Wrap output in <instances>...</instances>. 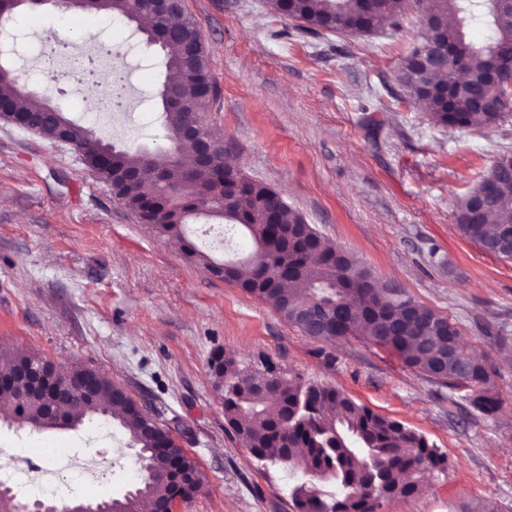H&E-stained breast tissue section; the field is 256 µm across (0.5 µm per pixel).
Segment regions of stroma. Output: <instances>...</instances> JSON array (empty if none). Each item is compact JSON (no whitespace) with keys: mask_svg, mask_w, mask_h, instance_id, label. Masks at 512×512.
<instances>
[{"mask_svg":"<svg viewBox=\"0 0 512 512\" xmlns=\"http://www.w3.org/2000/svg\"><path fill=\"white\" fill-rule=\"evenodd\" d=\"M198 23L217 97L201 114L251 179L280 191L329 243L382 284L455 322L486 358L498 400L477 412L462 390L434 382L362 339L313 340L257 296L213 276L115 199L72 146L0 122V351L34 354L69 372L88 367L122 385L202 473L177 512H292L287 471L257 461L224 418L214 353L265 364L347 392L425 435L448 456L408 497L379 512H460L493 502L512 512V260L464 238L455 212L490 167L512 157V112L490 127L448 128L395 79L422 25L364 36L300 33L267 0H185ZM22 81L96 136L134 149L163 144V64L125 20L49 8L15 13ZM66 37H49L52 26ZM82 59L53 71L34 56ZM126 84L112 100L113 72ZM188 234L221 260L248 256L250 240L222 222ZM61 444L55 502L123 498L139 483L135 451L119 429L37 430L0 425V468L17 449Z\"/></svg>","mask_w":512,"mask_h":512,"instance_id":"35a3bbf8","label":"stroma"}]
</instances>
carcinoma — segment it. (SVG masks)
I'll return each instance as SVG.
<instances>
[{"label":"carcinoma","instance_id":"carcinoma-1","mask_svg":"<svg viewBox=\"0 0 512 512\" xmlns=\"http://www.w3.org/2000/svg\"><path fill=\"white\" fill-rule=\"evenodd\" d=\"M406 0H380L376 11H367L365 0H269L278 15L299 23L308 33L320 31L352 35L373 33L385 20L398 25ZM422 23L436 26L437 37L454 51V62L440 81L460 86L478 85L498 61L512 64V11H502L493 0H416ZM91 10L121 17L130 23L150 14L148 0H94ZM481 22L493 32L489 41L465 38L464 27ZM158 33L170 31L156 50L165 70L161 85L178 92L176 105L164 109L165 150L112 148L95 133L73 121L67 113L49 108L35 93L16 82L9 67L0 69V104L15 112L35 114L50 135L59 125L68 127L71 140L85 154L92 171L106 182L126 170L139 173L136 184L124 188L121 202L145 224L182 243L185 253L211 272L218 263L198 251L185 238L182 227L207 207L208 215L224 220L227 230L249 238L255 251L235 262L230 282L275 310L304 335L318 341L361 336L381 347L404 365L428 378L462 389L471 404L484 414L496 410V399L487 387L485 360L473 356L457 325L424 305L410 318H400V308L414 299L399 288H374L372 274L360 268L348 252L304 231V220L289 206L273 207L278 192L251 180L227 158L206 171H188L184 154L195 145L182 140L181 131L197 112L204 111V96L215 89L196 20L175 0L169 13L154 18ZM397 79L415 91V100L442 123L466 128L490 126L512 109L495 92L481 109L470 105L458 91L444 99L418 93L428 79L417 67L415 51L400 60ZM150 181V188L144 182ZM457 227L463 237L483 247H495V256L512 259V169L497 162L458 203ZM362 303L355 305L352 299ZM215 388L222 392L224 417L243 446L256 458L268 459L296 477L291 494L293 512H374L371 494L390 492L407 497L419 488L420 475L441 469L444 454L426 437L402 422L372 411L349 394L327 384L304 383L296 375L267 369L253 373L252 382L231 355L212 361ZM19 367L43 373L47 387L63 378L53 374V364L26 355L0 357V377ZM97 379V394L87 399L77 394L67 411L72 425L96 414L105 424L118 426L130 445L139 449L146 469L134 494L112 501V512H140L141 504L154 499L191 496L172 481V468L180 465L194 474L197 465L180 448L170 432L146 417L119 385L92 368L72 372V382ZM25 421L36 429L54 423L42 412L37 396L12 387L0 388V422Z\"/></svg>","mask_w":512,"mask_h":512}]
</instances>
